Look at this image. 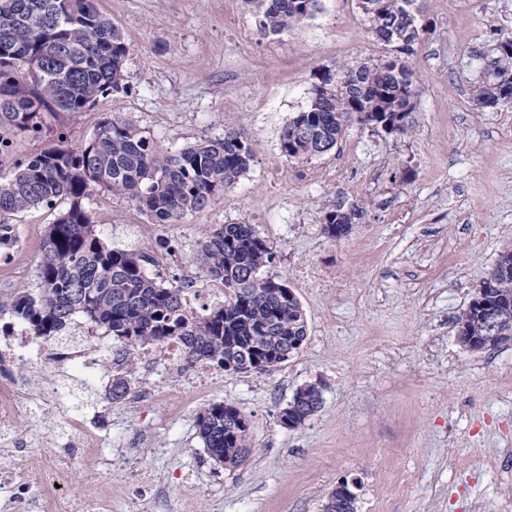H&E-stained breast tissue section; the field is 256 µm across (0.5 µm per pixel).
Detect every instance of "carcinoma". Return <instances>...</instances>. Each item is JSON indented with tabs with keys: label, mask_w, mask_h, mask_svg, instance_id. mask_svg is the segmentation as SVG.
Returning a JSON list of instances; mask_svg holds the SVG:
<instances>
[{
	"label": "carcinoma",
	"mask_w": 512,
	"mask_h": 512,
	"mask_svg": "<svg viewBox=\"0 0 512 512\" xmlns=\"http://www.w3.org/2000/svg\"><path fill=\"white\" fill-rule=\"evenodd\" d=\"M258 31L278 34L311 19L320 0H249ZM365 13L371 31L390 55L344 63L336 75L313 89L306 109L295 113L280 134V151L290 163L308 161L336 147L353 124L398 121L408 129L414 111L415 73L404 55L420 39L414 0H375ZM129 47L119 28L102 15L95 0H0V141L18 130L48 140L39 153L12 163L0 176V215L60 199L68 209L48 226L37 263V293L20 292L12 316L50 340L67 332L79 313L123 344L125 355L145 344L178 341L185 361H205L234 372L271 373L306 341L307 322L295 293L275 278L260 277L275 253L252 224H221L200 243L197 259L206 275L224 283V305L189 316L183 288L150 277L148 256L109 246L84 205L99 186L128 199L154 224H177L215 203L247 171L249 144L234 131L165 150L151 133L112 118L93 137L72 148L63 132L51 136L44 113L81 112L99 97L127 87L124 61ZM495 76L474 90L476 107L511 106L501 80L512 79V38L501 41L487 64ZM358 209L339 205L325 214V231L347 234ZM483 287L496 302L512 304V248L499 254ZM486 312L470 303L455 317L458 330L485 335ZM323 403L320 386L297 388L279 415L281 426L301 425ZM198 433L210 457L235 467L249 448L245 417L222 402L197 416ZM339 489L328 494L322 512H348Z\"/></svg>",
	"instance_id": "carcinoma-1"
}]
</instances>
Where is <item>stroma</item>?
I'll return each instance as SVG.
<instances>
[{"label":"stroma","instance_id":"35a3bbf8","mask_svg":"<svg viewBox=\"0 0 512 512\" xmlns=\"http://www.w3.org/2000/svg\"><path fill=\"white\" fill-rule=\"evenodd\" d=\"M130 52L126 91L83 112L47 117L71 146L118 116L178 149L232 129L248 139L249 169L210 207L168 225L183 263L156 247L174 284L196 266L198 242L216 224H252L273 247L265 275L284 281L307 319L302 347L269 374L197 365L118 366L131 387L166 390L144 404L113 399L112 376L95 386L52 367L22 368L29 386L58 384L72 408L98 413L113 447L153 471L165 512H320L341 481L358 512H374L385 473L411 477L393 512H512V340L471 351L456 338L465 308L500 251L512 246V108L476 109L472 94L498 39L512 37V0H417L423 33L407 60L416 82L406 134L353 125L332 151L286 161L279 136L311 91L339 64L389 55L356 0H321L315 17L260 35L248 0H97ZM359 206L351 232L331 238L324 215ZM68 206L9 216L33 251ZM113 246L142 250L150 219L97 188L86 202ZM306 384L323 404L285 429L278 414ZM235 406L250 449L231 470L197 434L208 404ZM20 442L73 444L58 413L22 422ZM112 484V512L136 494L123 471L84 455L71 493ZM199 486L183 490L185 478Z\"/></svg>","mask_w":512,"mask_h":512}]
</instances>
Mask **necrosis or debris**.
Instances as JSON below:
<instances>
[{"mask_svg":"<svg viewBox=\"0 0 512 512\" xmlns=\"http://www.w3.org/2000/svg\"><path fill=\"white\" fill-rule=\"evenodd\" d=\"M0 334L11 339L0 353L6 361L30 366L48 363L55 370L78 373L90 384L98 381V360L112 358L111 348L104 345L99 348L100 358L94 359L84 346L75 343L46 344L21 323L0 325ZM64 397L57 386L33 392L17 376L0 373V512H112L111 484L94 480L80 495L69 493L77 450L66 447L45 451L23 448L18 443L17 423L50 409L61 410ZM63 419L69 433L80 440V448L98 453L105 467L124 470L129 483L155 484L154 474L142 470L126 455L106 448L95 418L64 412Z\"/></svg>","mask_w":512,"mask_h":512,"instance_id":"1","label":"necrosis or debris"}]
</instances>
